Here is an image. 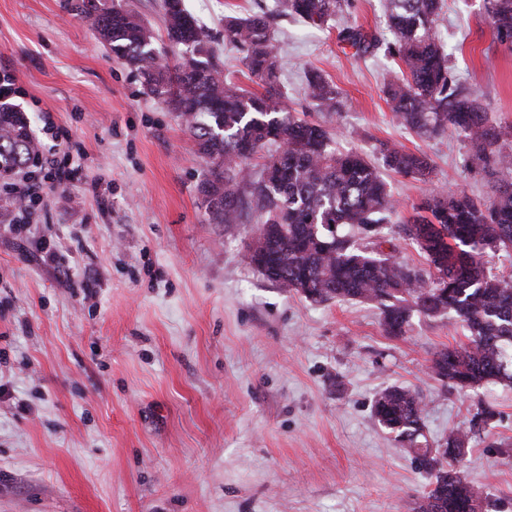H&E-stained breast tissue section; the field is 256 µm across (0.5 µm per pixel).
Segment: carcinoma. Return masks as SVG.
Wrapping results in <instances>:
<instances>
[{
  "mask_svg": "<svg viewBox=\"0 0 512 512\" xmlns=\"http://www.w3.org/2000/svg\"><path fill=\"white\" fill-rule=\"evenodd\" d=\"M440 0H385L395 41L388 50L404 64L385 89L398 122L434 137L453 127L467 141L483 172L512 170V154L498 149L511 130L493 120L477 94L452 78L448 59L432 30ZM349 0H278L281 10L322 26ZM164 31L171 51L160 50L154 32L120 3L108 10L90 2L86 18L116 58L136 68L149 94L175 112L208 175L200 184L210 224H240L251 217L259 237L250 262L275 270L277 287L314 303L357 301L380 311L388 336H402L413 315L453 314L468 331V343L434 354L430 373L452 388L512 382V281L488 270L486 251L512 253V178L491 187L488 200L464 191L433 190L414 207L407 237L426 254L430 269L400 261L381 249L395 202L367 156L330 147L321 123L285 108L275 88L278 65L266 15L227 16L224 40L236 46L250 76L265 92L247 91L225 77L214 50L190 13L163 0ZM494 41L512 49V0H486ZM338 40L369 55L380 40L358 26ZM308 96L322 112L337 113L339 93L320 75L308 78ZM37 144L26 113L0 101V171H14L35 155ZM386 166L424 179L426 159L387 144ZM378 423L431 476L417 512H488L483 491L448 462L468 451L494 417L480 407L469 432L452 430L437 449L417 444L423 435V401L411 389L390 385L376 396Z\"/></svg>",
  "mask_w": 512,
  "mask_h": 512,
  "instance_id": "obj_1",
  "label": "carcinoma"
}]
</instances>
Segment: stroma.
<instances>
[{
    "mask_svg": "<svg viewBox=\"0 0 512 512\" xmlns=\"http://www.w3.org/2000/svg\"><path fill=\"white\" fill-rule=\"evenodd\" d=\"M86 2L0 0V79L69 171L24 216L0 180V512H414L430 478L372 415L392 384L423 396L432 446L494 407L459 468L490 512H512V385L463 393L429 375L436 351L466 341L453 316L414 315L391 337L373 305L313 303L267 281L248 260L255 226L207 223L206 164L98 39ZM442 3L434 34L452 74L512 124V50L494 43L484 0ZM184 4L225 75L258 93L224 18L274 14L284 103L326 126L336 151L377 162L391 143L429 158L424 182L383 172L402 260L426 263L402 226L430 188L489 197L491 176L456 132L423 139L397 122L382 0H350L319 28L276 0ZM347 26L383 47L356 56L337 40ZM311 72L340 92L339 115L307 98ZM21 216L31 235L12 231ZM42 238L57 262L43 263Z\"/></svg>",
    "mask_w": 512,
    "mask_h": 512,
    "instance_id": "1",
    "label": "stroma"
}]
</instances>
